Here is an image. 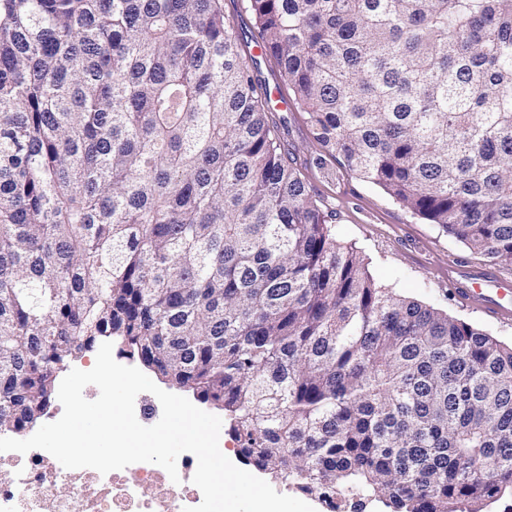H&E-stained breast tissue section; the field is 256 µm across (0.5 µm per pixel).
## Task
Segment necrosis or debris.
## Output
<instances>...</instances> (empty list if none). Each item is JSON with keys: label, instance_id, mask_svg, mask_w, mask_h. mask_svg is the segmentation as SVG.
Here are the masks:
<instances>
[{"label": "necrosis or debris", "instance_id": "necrosis-or-debris-1", "mask_svg": "<svg viewBox=\"0 0 512 512\" xmlns=\"http://www.w3.org/2000/svg\"><path fill=\"white\" fill-rule=\"evenodd\" d=\"M194 454L177 460L179 482L151 463L100 474L91 468L67 469L55 458L34 449L0 452V512H183L198 505L201 491L193 484Z\"/></svg>", "mask_w": 512, "mask_h": 512}]
</instances>
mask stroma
Instances as JSON below:
<instances>
[{"instance_id": "35a3bbf8", "label": "stroma", "mask_w": 512, "mask_h": 512, "mask_svg": "<svg viewBox=\"0 0 512 512\" xmlns=\"http://www.w3.org/2000/svg\"><path fill=\"white\" fill-rule=\"evenodd\" d=\"M224 17L233 26L240 50L259 85L283 94L268 120L307 183L314 203L327 214L338 243L354 247L373 281L480 328L512 345V316L490 317L464 288L481 287V276H508L481 253L454 240L439 225L426 223L393 201L383 189L359 178L344 160L313 140L308 116L293 105L275 59L259 46L260 28L248 0H224Z\"/></svg>"}]
</instances>
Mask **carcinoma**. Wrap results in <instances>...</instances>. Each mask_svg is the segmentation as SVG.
Masks as SVG:
<instances>
[{
	"label": "carcinoma",
	"instance_id": "cac0c4a2",
	"mask_svg": "<svg viewBox=\"0 0 512 512\" xmlns=\"http://www.w3.org/2000/svg\"><path fill=\"white\" fill-rule=\"evenodd\" d=\"M317 144L512 268V0H248ZM223 0H0V432L104 341L242 459L390 512L512 500V346L380 288Z\"/></svg>",
	"mask_w": 512,
	"mask_h": 512
}]
</instances>
